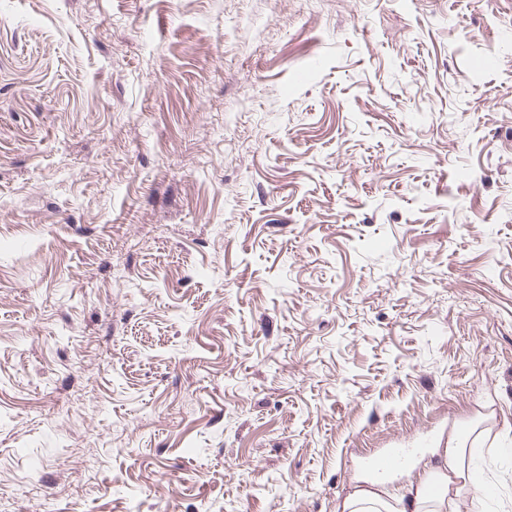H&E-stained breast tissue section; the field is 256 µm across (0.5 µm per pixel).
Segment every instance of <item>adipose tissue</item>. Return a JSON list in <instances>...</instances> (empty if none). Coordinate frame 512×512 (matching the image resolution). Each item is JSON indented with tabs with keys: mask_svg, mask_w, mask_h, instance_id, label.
<instances>
[{
	"mask_svg": "<svg viewBox=\"0 0 512 512\" xmlns=\"http://www.w3.org/2000/svg\"><path fill=\"white\" fill-rule=\"evenodd\" d=\"M471 451L456 440H449L441 456L433 459L421 478L398 495L386 496L377 487L353 490L340 503V512H460L463 482L470 479ZM440 490L430 494L427 486Z\"/></svg>",
	"mask_w": 512,
	"mask_h": 512,
	"instance_id": "adipose-tissue-1",
	"label": "adipose tissue"
}]
</instances>
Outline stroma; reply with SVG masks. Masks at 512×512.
Listing matches in <instances>:
<instances>
[{
    "instance_id": "1",
    "label": "stroma",
    "mask_w": 512,
    "mask_h": 512,
    "mask_svg": "<svg viewBox=\"0 0 512 512\" xmlns=\"http://www.w3.org/2000/svg\"><path fill=\"white\" fill-rule=\"evenodd\" d=\"M497 2L0 0V512H512ZM472 448H465L451 438L441 456L432 459L421 478L412 482L399 495L386 496L375 485L353 490L337 506L336 512H459L461 490L466 481L471 485L472 504L480 502L482 488L470 479L469 458ZM434 482L440 490L433 495L427 484ZM462 482V484H460ZM405 452V448H395L372 458V470L378 475H387L401 466Z\"/></svg>"
}]
</instances>
